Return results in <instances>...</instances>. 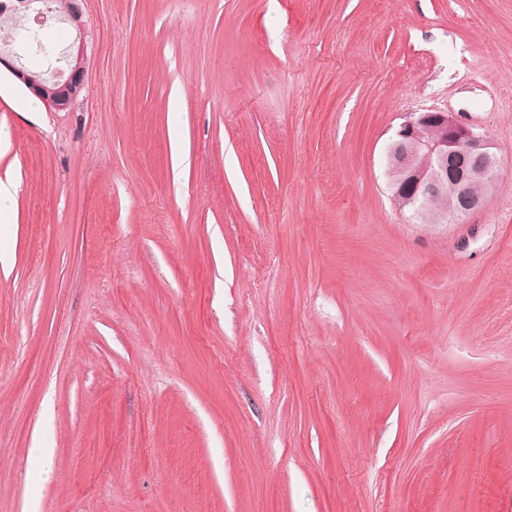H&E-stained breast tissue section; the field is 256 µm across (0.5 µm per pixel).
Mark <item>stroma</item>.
<instances>
[{
  "label": "stroma",
  "instance_id": "1",
  "mask_svg": "<svg viewBox=\"0 0 512 512\" xmlns=\"http://www.w3.org/2000/svg\"><path fill=\"white\" fill-rule=\"evenodd\" d=\"M0 74V512H512V0H86ZM502 177L390 195L405 113ZM84 0H54L51 12L68 22L77 38L67 54L66 68L46 77L20 63L9 50L0 48V71L5 69L29 94L42 101L49 111L71 109L86 85L87 74V20ZM426 131L431 135L423 139ZM492 148L483 133L453 112L406 113L388 148L389 177L410 187L394 194L398 208L416 219L429 215L437 224L466 220L487 197L474 195L473 187L490 192L499 178L501 165ZM448 162L460 170L449 185Z\"/></svg>",
  "mask_w": 512,
  "mask_h": 512
}]
</instances>
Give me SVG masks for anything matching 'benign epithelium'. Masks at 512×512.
Instances as JSON below:
<instances>
[{"label":"benign epithelium","mask_w":512,"mask_h":512,"mask_svg":"<svg viewBox=\"0 0 512 512\" xmlns=\"http://www.w3.org/2000/svg\"><path fill=\"white\" fill-rule=\"evenodd\" d=\"M51 11L77 33L66 68L47 77L0 49V69L41 100L47 110L64 112L71 109L86 85L84 0H53ZM388 160L389 177L410 187L409 192L394 195L398 208L408 210L416 219L428 215L437 224L466 220L485 200L473 194V187L493 190L501 171L483 133L454 113L437 110L406 113L389 145Z\"/></svg>","instance_id":"7a95c632"}]
</instances>
